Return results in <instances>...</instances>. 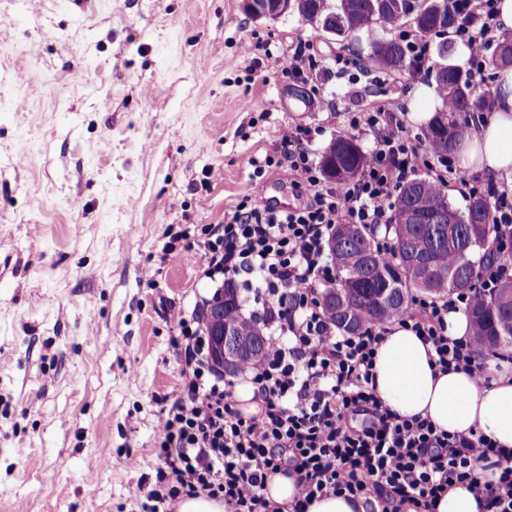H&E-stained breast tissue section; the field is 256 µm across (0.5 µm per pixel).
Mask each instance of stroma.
<instances>
[{
  "label": "stroma",
  "mask_w": 512,
  "mask_h": 512,
  "mask_svg": "<svg viewBox=\"0 0 512 512\" xmlns=\"http://www.w3.org/2000/svg\"><path fill=\"white\" fill-rule=\"evenodd\" d=\"M312 34L244 0H0V512H141L181 381L170 315L219 289L181 235L247 194L292 201L286 173L249 164L278 156L282 125L323 127L318 155L358 107L423 132V74L356 103L332 78L300 107L262 48Z\"/></svg>",
  "instance_id": "obj_1"
}]
</instances>
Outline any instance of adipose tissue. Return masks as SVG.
I'll return each mask as SVG.
<instances>
[{
  "label": "adipose tissue",
  "mask_w": 512,
  "mask_h": 512,
  "mask_svg": "<svg viewBox=\"0 0 512 512\" xmlns=\"http://www.w3.org/2000/svg\"><path fill=\"white\" fill-rule=\"evenodd\" d=\"M498 95L491 115L462 142L463 168L495 178L512 179V69L496 80ZM489 386L477 387L466 372L439 373L412 331L393 328L376 352L375 392L392 411L428 415L438 429L450 433L477 430L505 448H512V364L486 358Z\"/></svg>",
  "instance_id": "ef3b65f1"
}]
</instances>
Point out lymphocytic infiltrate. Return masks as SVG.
Here are the masks:
<instances>
[{
    "instance_id": "1",
    "label": "lymphocytic infiltrate",
    "mask_w": 512,
    "mask_h": 512,
    "mask_svg": "<svg viewBox=\"0 0 512 512\" xmlns=\"http://www.w3.org/2000/svg\"><path fill=\"white\" fill-rule=\"evenodd\" d=\"M500 33L497 0H477V9L454 31L469 50L467 72L486 79V54ZM266 65L291 82L318 93L332 73L349 86L383 77L350 56L336 54L325 66L312 40L298 39L287 54L267 53ZM347 133L371 138L368 162L352 179L325 183L311 149L315 129L285 125L277 158L250 159L256 176L286 170L303 204L279 210L245 195L224 214L223 224L203 226L209 279L234 282L251 293V317L263 329L267 349L245 367L241 379L255 388L259 410L244 413L236 381L210 359V340L199 317L177 315V363L181 384L164 411L155 440L154 481L140 486L144 512H173L180 498L222 500L224 512H307L316 497L363 496L381 512H435L455 484L473 486L480 512H512V450L484 434L448 433L422 415L402 416L375 393L376 351L393 327L411 330L429 347V361L443 372L465 371L476 384L490 377L477 358L475 336L448 334V314L472 308L512 280V264L488 259L475 290L439 298H415L394 322L369 323L359 332L336 328L319 303V290L338 267L329 248L339 224H364L380 233L393 220L400 189L419 175L438 186L458 171L449 155L413 134L403 113L378 106L353 113ZM470 193L491 199V222L503 242H512V186L472 181ZM481 463L499 468L497 480L481 481ZM296 477L288 507L265 492L277 473Z\"/></svg>"
}]
</instances>
